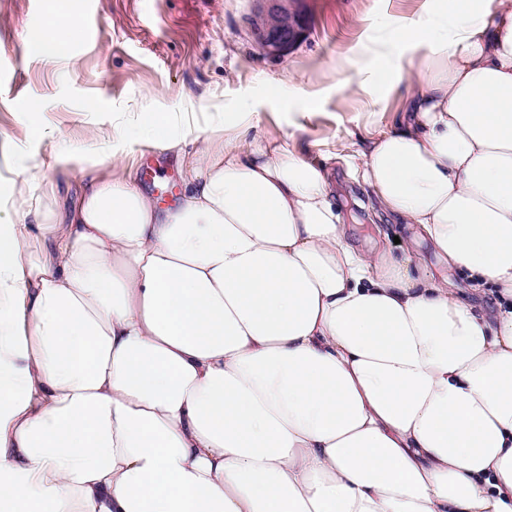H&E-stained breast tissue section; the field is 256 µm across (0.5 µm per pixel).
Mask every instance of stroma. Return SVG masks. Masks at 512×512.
<instances>
[{
  "instance_id": "stroma-1",
  "label": "stroma",
  "mask_w": 512,
  "mask_h": 512,
  "mask_svg": "<svg viewBox=\"0 0 512 512\" xmlns=\"http://www.w3.org/2000/svg\"><path fill=\"white\" fill-rule=\"evenodd\" d=\"M424 2L303 0L305 37L273 57L252 32L251 0H74L71 56L48 59L32 43L46 0H0V43L13 47L0 56V195L24 178L34 197L54 196L66 216L89 179L80 158L108 149L98 176L131 172L139 188L168 205L181 192L182 164L153 143H129L133 127L168 113L172 132L185 135L193 153L216 113L231 122L247 103L259 123L242 147L258 137L327 167L352 246L377 245L396 256L411 247L419 274H447L461 285L462 300L491 310L490 289H468L466 271L447 269L415 225L381 212L362 178L361 151L394 126L415 79L404 75L393 93H365L348 82L357 68H379L366 52L373 41L410 52L400 31ZM90 100L96 109H86ZM61 143L75 163L59 162Z\"/></svg>"
}]
</instances>
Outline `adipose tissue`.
<instances>
[{"instance_id":"adipose-tissue-1","label":"adipose tissue","mask_w":512,"mask_h":512,"mask_svg":"<svg viewBox=\"0 0 512 512\" xmlns=\"http://www.w3.org/2000/svg\"><path fill=\"white\" fill-rule=\"evenodd\" d=\"M69 0L33 42L66 57ZM362 152L493 316L412 254L351 246L328 171L216 122L158 206L91 179L67 223L0 200V512H512V0H447ZM34 214L26 241L12 218Z\"/></svg>"}]
</instances>
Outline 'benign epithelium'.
<instances>
[{
    "instance_id": "1",
    "label": "benign epithelium",
    "mask_w": 512,
    "mask_h": 512,
    "mask_svg": "<svg viewBox=\"0 0 512 512\" xmlns=\"http://www.w3.org/2000/svg\"><path fill=\"white\" fill-rule=\"evenodd\" d=\"M252 18L259 20L255 35L267 53L283 56L304 35L305 13L299 0H253Z\"/></svg>"
}]
</instances>
